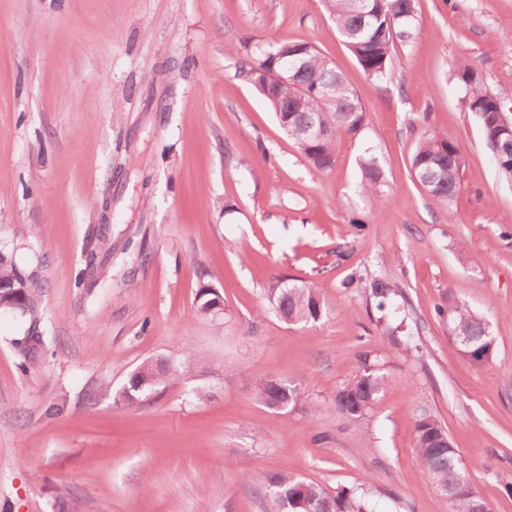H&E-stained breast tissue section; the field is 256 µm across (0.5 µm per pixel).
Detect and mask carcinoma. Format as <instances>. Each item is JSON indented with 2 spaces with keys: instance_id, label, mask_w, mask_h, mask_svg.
<instances>
[{
  "instance_id": "cac0c4a2",
  "label": "carcinoma",
  "mask_w": 512,
  "mask_h": 512,
  "mask_svg": "<svg viewBox=\"0 0 512 512\" xmlns=\"http://www.w3.org/2000/svg\"><path fill=\"white\" fill-rule=\"evenodd\" d=\"M336 31L365 74L383 81L392 64V48L398 41L410 40L415 32L417 0H368L366 14L356 9V0H325ZM301 60V67L288 73L281 82H267L265 71L278 70L290 57ZM249 83L274 113L284 133L298 146L306 162L317 170L331 168L336 147L343 138L355 139L366 126L367 116L355 92L328 58L310 42L269 43L258 48L255 57L240 67ZM456 75L465 88V104L478 118L484 138L492 149L499 175L512 181V152L495 148L499 134L495 113L503 107L500 96L488 91L477 70L467 59L457 64ZM322 131L311 140L304 134L309 126ZM465 159L457 143L448 134L429 129L419 138L412 158L414 178L432 202L448 209L461 187ZM360 188L372 195L383 183V169L372 156L361 160ZM376 308L385 310L397 295L395 286L384 279L370 282ZM272 304L281 318L291 323H316L329 311L330 301L313 286L274 288ZM220 294L202 288L196 297L195 312L213 318L210 308ZM0 311H13L23 318L27 328L14 340L15 353L23 368L35 363L48 351L53 337L44 330L38 283L19 266L11 253L0 259ZM452 325V344L474 363L491 357L493 339L486 321L461 306L438 309ZM173 375L157 370L154 361L143 362L124 385L120 401L133 407L145 403L166 387ZM385 386L377 364L364 356L361 368L336 390L337 410L358 421L374 406ZM256 400L271 409H284L308 403L304 389L288 382L276 389L261 381L254 389ZM447 436L437 418L422 409L414 421V447L421 475L448 498L451 512H475L483 503L465 472L458 452L437 447ZM269 512H367L368 489L338 488L331 493L316 483H307L286 472L266 477Z\"/></svg>"
}]
</instances>
